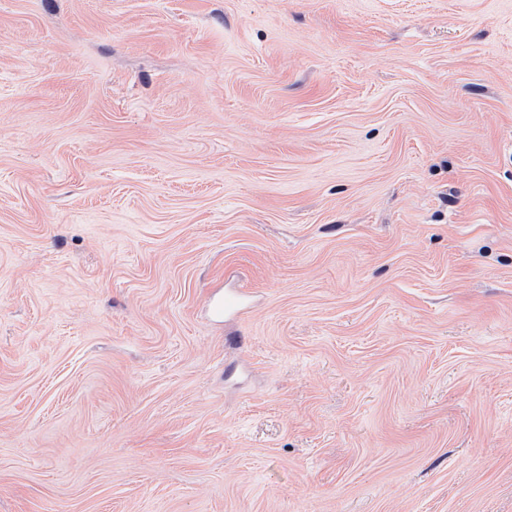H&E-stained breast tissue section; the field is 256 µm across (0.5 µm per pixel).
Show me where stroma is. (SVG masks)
<instances>
[{
  "mask_svg": "<svg viewBox=\"0 0 512 512\" xmlns=\"http://www.w3.org/2000/svg\"><path fill=\"white\" fill-rule=\"evenodd\" d=\"M0 512H512V0H0ZM247 299V294L241 290L224 292V296L218 297L213 303V315L222 317L224 313L239 312L246 306Z\"/></svg>",
  "mask_w": 512,
  "mask_h": 512,
  "instance_id": "obj_1",
  "label": "stroma"
}]
</instances>
